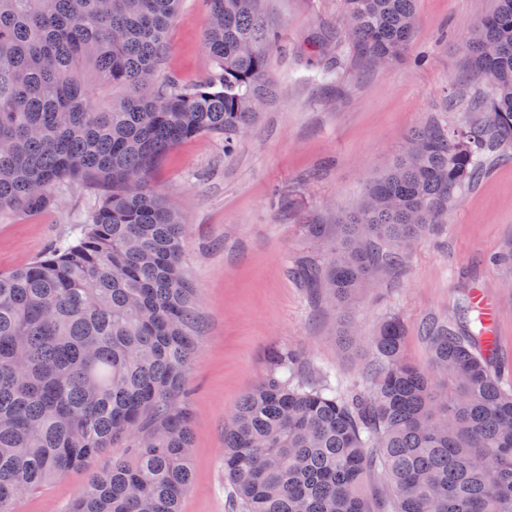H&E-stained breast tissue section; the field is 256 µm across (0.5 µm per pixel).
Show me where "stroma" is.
I'll return each mask as SVG.
<instances>
[{"label":"stroma","instance_id":"obj_1","mask_svg":"<svg viewBox=\"0 0 512 512\" xmlns=\"http://www.w3.org/2000/svg\"><path fill=\"white\" fill-rule=\"evenodd\" d=\"M492 0H415L418 25L392 64L367 54L342 59L340 82L321 76L322 42L344 34V0H262L279 35L269 55L271 93L250 133L232 153L200 136L162 156L154 186L188 224L186 273L200 297L201 328L187 379L192 415V485L181 512H232L224 478V429L242 397L271 371L276 350H292L313 376L331 371L349 383L367 368L368 345H348L350 321L372 336L388 316L404 325L403 352L428 353L420 325L447 317L465 291L482 288L498 316L499 352L512 363V265L494 257L512 246V149L491 160L473 188L448 208L437 235L424 238L396 279L371 278L341 311L318 300L296 275L299 262L325 247L309 224H339L370 177L392 165L406 136L462 112L452 96L469 92L463 49ZM204 0H183L169 31L165 73L183 84L209 69ZM99 197L76 183L53 208L0 215V273L45 255L71 235ZM88 474L74 470L21 499L16 512H69Z\"/></svg>","mask_w":512,"mask_h":512}]
</instances>
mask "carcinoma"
I'll use <instances>...</instances> for the list:
<instances>
[{"label": "carcinoma", "mask_w": 512, "mask_h": 512, "mask_svg": "<svg viewBox=\"0 0 512 512\" xmlns=\"http://www.w3.org/2000/svg\"><path fill=\"white\" fill-rule=\"evenodd\" d=\"M211 67L161 75L181 0H0V213L38 212L70 183L101 190L72 241L0 274V512L44 482L89 473L70 512H180L191 485L192 417L175 406L195 352L199 296L187 225L150 174L209 135L231 151L268 95L278 37L261 0H205ZM338 60L398 58L414 0H346ZM478 88L456 126L414 130L338 225L326 259L299 277L344 306L373 274L404 266L489 159L512 146V0H495L466 46ZM465 294L422 325L429 361L403 356V325L367 340V380L300 378L295 356L234 408L224 478L240 512H512V383ZM132 453L95 469L120 439ZM379 449L374 455L370 449Z\"/></svg>", "instance_id": "carcinoma-1"}]
</instances>
